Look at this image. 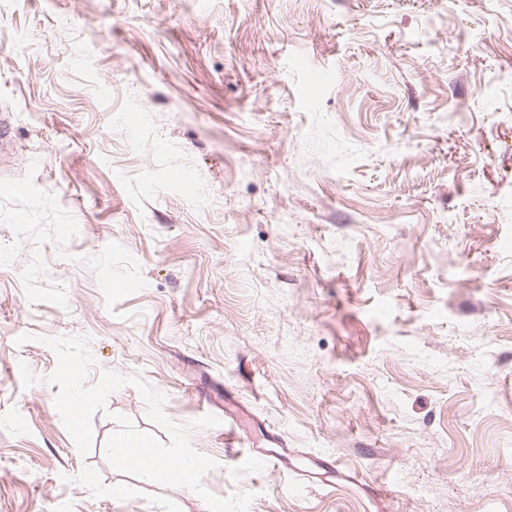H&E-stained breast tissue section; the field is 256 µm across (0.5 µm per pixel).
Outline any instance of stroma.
<instances>
[{"instance_id": "1", "label": "stroma", "mask_w": 512, "mask_h": 512, "mask_svg": "<svg viewBox=\"0 0 512 512\" xmlns=\"http://www.w3.org/2000/svg\"><path fill=\"white\" fill-rule=\"evenodd\" d=\"M0 115V512H208L134 387L79 454L62 335L249 512H512V0H0Z\"/></svg>"}]
</instances>
